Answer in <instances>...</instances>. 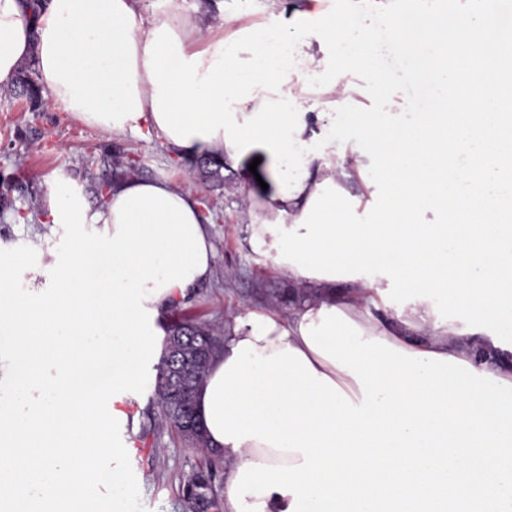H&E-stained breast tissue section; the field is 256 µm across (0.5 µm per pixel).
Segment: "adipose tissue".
<instances>
[{
	"label": "adipose tissue",
	"instance_id": "ef3b65f1",
	"mask_svg": "<svg viewBox=\"0 0 512 512\" xmlns=\"http://www.w3.org/2000/svg\"><path fill=\"white\" fill-rule=\"evenodd\" d=\"M322 65L305 14L278 17L224 39L205 15L146 0H48L39 11L0 0V82L33 59L49 105L87 127L159 135L170 156L225 157L246 167L250 244L259 261L277 257L265 222L301 218L318 184L357 195L368 157L351 146L310 156L301 146L335 125L328 105L346 97L336 84L310 98L282 49ZM256 172H249V164ZM62 226L61 246L0 240V512H81L86 493L119 488L135 461L112 438L124 417L115 403L141 384L140 366L162 335L160 314L214 273V246L198 202L162 179L116 182L106 206L86 202L72 183L52 181L42 213ZM281 271L302 294L288 317L249 311L234 319L206 374L214 379L243 340L272 354L301 351L353 402L358 383L309 348L301 334L320 310H341L363 330L403 350L452 356L512 382V351L463 322H436L432 304L386 306V278L335 281ZM232 468L302 463L301 453L256 440L240 447L207 434Z\"/></svg>",
	"mask_w": 512,
	"mask_h": 512
}]
</instances>
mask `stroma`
<instances>
[{"mask_svg": "<svg viewBox=\"0 0 512 512\" xmlns=\"http://www.w3.org/2000/svg\"><path fill=\"white\" fill-rule=\"evenodd\" d=\"M131 161L134 176L164 179L206 201L202 215L215 247L212 279L191 289L180 313L226 336L235 316L248 310L270 309L288 315L300 296L287 277L272 265L259 264L249 246L244 199L249 186L240 171L224 167L216 181L191 171L188 162L173 160L157 137L109 134L88 128L61 109L32 106L10 94L0 83V239L26 247L35 235H46L41 223L48 183L73 180L90 205H101L93 186L109 173L108 158ZM155 361L143 369L140 389L125 395L127 418L115 434L136 455L128 473L129 490L113 498L108 490L92 495L87 512H189L183 495L187 481L203 466H211L213 495L223 500L230 467L186 442L165 421L154 393Z\"/></svg>", "mask_w": 512, "mask_h": 512, "instance_id": "1", "label": "stroma"}]
</instances>
